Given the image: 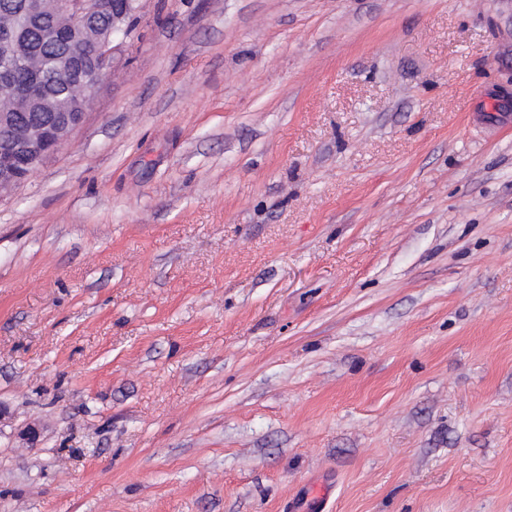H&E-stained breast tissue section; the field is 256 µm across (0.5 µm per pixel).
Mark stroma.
<instances>
[{"instance_id":"stroma-1","label":"stroma","mask_w":512,"mask_h":512,"mask_svg":"<svg viewBox=\"0 0 512 512\" xmlns=\"http://www.w3.org/2000/svg\"><path fill=\"white\" fill-rule=\"evenodd\" d=\"M316 484L512 512V0H140L0 194V512Z\"/></svg>"}]
</instances>
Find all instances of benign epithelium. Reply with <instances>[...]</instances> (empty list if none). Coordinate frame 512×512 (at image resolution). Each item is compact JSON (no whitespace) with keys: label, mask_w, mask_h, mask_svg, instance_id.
I'll list each match as a JSON object with an SVG mask.
<instances>
[{"label":"benign epithelium","mask_w":512,"mask_h":512,"mask_svg":"<svg viewBox=\"0 0 512 512\" xmlns=\"http://www.w3.org/2000/svg\"><path fill=\"white\" fill-rule=\"evenodd\" d=\"M138 0H22L17 10L0 13V57L22 59L33 74L42 59L26 53L19 17L52 25L63 44L53 57L54 70L66 77L67 99L34 81L16 87L10 73L0 72V193L23 182L58 152L86 117L103 79L112 72L124 42L120 36ZM112 12V25L103 22Z\"/></svg>","instance_id":"1"}]
</instances>
